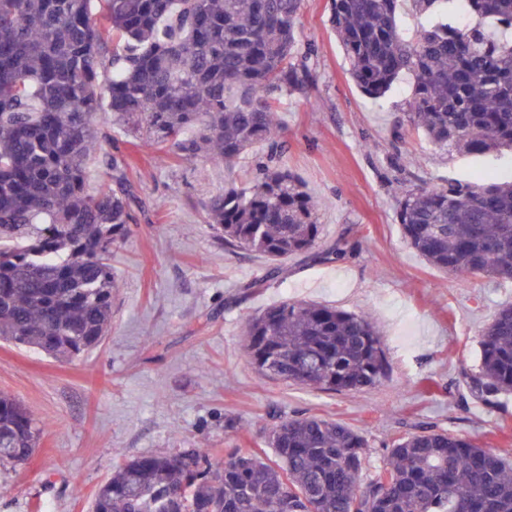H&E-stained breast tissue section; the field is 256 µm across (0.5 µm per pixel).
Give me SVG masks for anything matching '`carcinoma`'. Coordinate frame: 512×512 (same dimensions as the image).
<instances>
[{
	"label": "carcinoma",
	"mask_w": 512,
	"mask_h": 512,
	"mask_svg": "<svg viewBox=\"0 0 512 512\" xmlns=\"http://www.w3.org/2000/svg\"><path fill=\"white\" fill-rule=\"evenodd\" d=\"M409 2L425 25L399 24ZM329 0L349 74L378 100L415 76L407 122L440 147L473 155L512 150V0ZM305 0H0V340L73 359L112 323V251L135 223L129 154L97 127L142 136L167 167L199 158L231 167L254 149L249 177L203 201L224 247L272 261L312 251L316 202L279 162L276 112L308 97L314 43ZM100 153L99 188L87 165ZM407 246L459 277L512 279V182L447 180L401 189ZM263 376L322 391L378 385L389 362L365 313L285 299L243 336ZM488 404L512 394V307L482 327ZM42 425L0 393V467L26 461ZM276 460L228 453L212 462L179 448L127 462L95 491L91 512H512V463L470 439L425 427L393 442L366 473V436L324 417L276 422Z\"/></svg>",
	"instance_id": "1"
}]
</instances>
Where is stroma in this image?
<instances>
[{"mask_svg": "<svg viewBox=\"0 0 512 512\" xmlns=\"http://www.w3.org/2000/svg\"><path fill=\"white\" fill-rule=\"evenodd\" d=\"M327 0L301 17L315 43L308 98L278 114L283 163L319 203L318 249L352 244L339 262L293 256L270 280L265 256L226 249L203 201L241 181L248 155L226 169L198 160L163 168L146 142L122 137L140 206L112 255L118 288L102 345L71 361L0 342V392L45 422L38 448L0 469V512H90L97 487L126 461L176 448L231 449L273 458L261 437L276 418L311 413L365 433L366 467L394 440L435 426L512 460V396L488 404L466 385L480 365V331L512 305V281L461 280L429 265L395 220L398 183L512 177V151L473 156L439 149L407 126L403 76L380 101L348 73ZM403 138L394 141V129ZM363 312L377 322L390 373L360 393H332L262 377L242 332L284 299Z\"/></svg>", "mask_w": 512, "mask_h": 512, "instance_id": "35a3bbf8", "label": "stroma"}]
</instances>
